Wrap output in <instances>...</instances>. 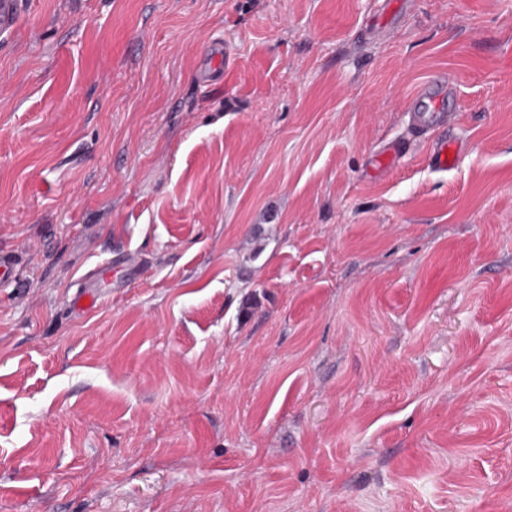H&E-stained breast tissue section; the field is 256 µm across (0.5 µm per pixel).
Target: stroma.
Instances as JSON below:
<instances>
[{
    "instance_id": "obj_1",
    "label": "stroma",
    "mask_w": 512,
    "mask_h": 512,
    "mask_svg": "<svg viewBox=\"0 0 512 512\" xmlns=\"http://www.w3.org/2000/svg\"><path fill=\"white\" fill-rule=\"evenodd\" d=\"M0 250V512H512V0H25ZM454 78L452 74L438 82L422 84L410 97L405 106L409 122L420 137H431L433 130L448 126L454 114L446 107V97H452ZM459 146L457 139L445 134L433 140L429 153V164L438 172H448L457 167L459 162ZM83 289L74 298V307L82 312L88 313L95 310L102 301V295L94 285L97 276L94 273H89L83 278Z\"/></svg>"
}]
</instances>
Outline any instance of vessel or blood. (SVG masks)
Wrapping results in <instances>:
<instances>
[{
  "mask_svg": "<svg viewBox=\"0 0 512 512\" xmlns=\"http://www.w3.org/2000/svg\"><path fill=\"white\" fill-rule=\"evenodd\" d=\"M454 85L453 77L447 76L439 81L422 84L410 97L405 106L409 122L414 132L421 137H432L433 143L429 153L430 166L439 172H446L457 167L459 146L452 135L433 137V130L448 126L453 115L449 112L445 100L451 96ZM96 274L90 273L83 278V288L74 299L75 308L83 313L95 310L102 301L95 281Z\"/></svg>",
  "mask_w": 512,
  "mask_h": 512,
  "instance_id": "obj_1",
  "label": "vessel or blood"
}]
</instances>
